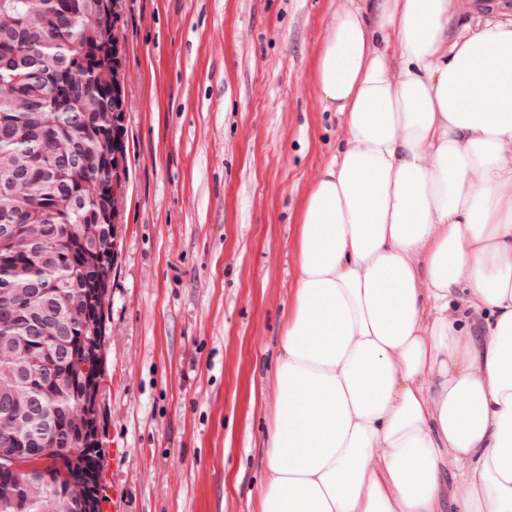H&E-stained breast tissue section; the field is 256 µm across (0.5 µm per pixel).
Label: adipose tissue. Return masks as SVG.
Instances as JSON below:
<instances>
[{
    "label": "adipose tissue",
    "instance_id": "1",
    "mask_svg": "<svg viewBox=\"0 0 512 512\" xmlns=\"http://www.w3.org/2000/svg\"><path fill=\"white\" fill-rule=\"evenodd\" d=\"M369 0L316 63L347 137L300 215L259 512H512V20ZM398 67H391V59ZM471 1L457 0L458 10L455 17L454 30H462L465 26L476 28L482 25L484 20L490 16H499L494 12H477L470 7Z\"/></svg>",
    "mask_w": 512,
    "mask_h": 512
}]
</instances>
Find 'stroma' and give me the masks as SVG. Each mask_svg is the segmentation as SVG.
<instances>
[{
    "label": "stroma",
    "mask_w": 512,
    "mask_h": 512,
    "mask_svg": "<svg viewBox=\"0 0 512 512\" xmlns=\"http://www.w3.org/2000/svg\"><path fill=\"white\" fill-rule=\"evenodd\" d=\"M352 6L118 4L127 167L99 497L125 512H259L300 214L345 138L316 61Z\"/></svg>",
    "instance_id": "1"
}]
</instances>
